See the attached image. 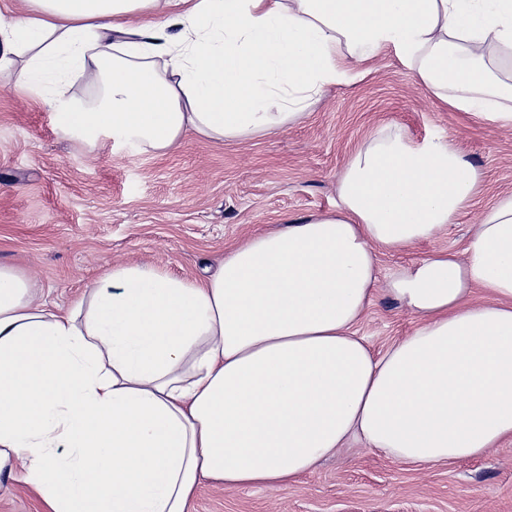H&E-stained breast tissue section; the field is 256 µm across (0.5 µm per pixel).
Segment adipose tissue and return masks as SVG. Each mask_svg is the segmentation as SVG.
Masks as SVG:
<instances>
[{
	"label": "adipose tissue",
	"mask_w": 512,
	"mask_h": 512,
	"mask_svg": "<svg viewBox=\"0 0 512 512\" xmlns=\"http://www.w3.org/2000/svg\"><path fill=\"white\" fill-rule=\"evenodd\" d=\"M0 19V72L39 97L105 82L56 127L164 153L303 121L324 88L393 49L440 104L512 130V0H25ZM481 173L446 140L378 132L348 159L334 211L233 247L187 281L119 265L71 308L0 265V473L49 512H187L201 479L278 487L349 437L441 464L512 438V194L464 255L436 253L387 291L412 333L374 354L356 326L378 250L456 223Z\"/></svg>",
	"instance_id": "obj_1"
}]
</instances>
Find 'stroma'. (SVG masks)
<instances>
[{"label": "stroma", "instance_id": "stroma-1", "mask_svg": "<svg viewBox=\"0 0 512 512\" xmlns=\"http://www.w3.org/2000/svg\"><path fill=\"white\" fill-rule=\"evenodd\" d=\"M353 82L326 87L302 123L277 135H186L164 154L61 136L53 108L0 77V265L34 274L69 307L118 263L193 281L230 246L289 220L335 210L336 176L381 127L451 141L484 175L457 224L407 252L377 253L381 277L440 251L463 254L479 213L512 191V131L429 97L394 51ZM414 316L378 290L358 326L373 352L410 334ZM188 512H512V439L477 459L407 464L361 442L294 483L225 489L206 481Z\"/></svg>", "mask_w": 512, "mask_h": 512}]
</instances>
